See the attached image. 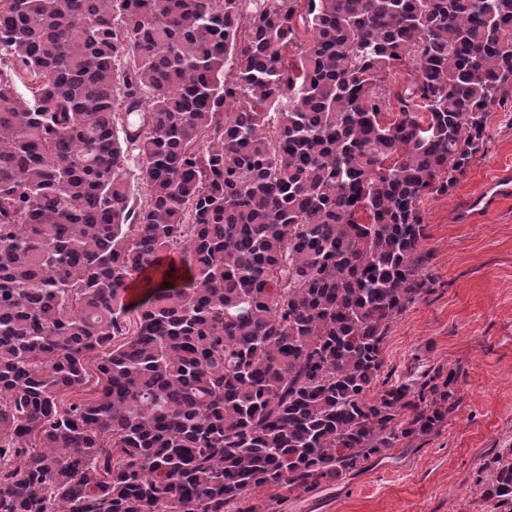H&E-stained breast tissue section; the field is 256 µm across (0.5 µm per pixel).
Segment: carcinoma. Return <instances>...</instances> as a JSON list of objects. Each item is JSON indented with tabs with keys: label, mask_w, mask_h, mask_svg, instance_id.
<instances>
[{
	"label": "carcinoma",
	"mask_w": 512,
	"mask_h": 512,
	"mask_svg": "<svg viewBox=\"0 0 512 512\" xmlns=\"http://www.w3.org/2000/svg\"><path fill=\"white\" fill-rule=\"evenodd\" d=\"M300 7L0 0V512H232L454 410L451 375L368 392L422 204L512 90V0ZM480 473L512 512V448Z\"/></svg>",
	"instance_id": "obj_1"
}]
</instances>
